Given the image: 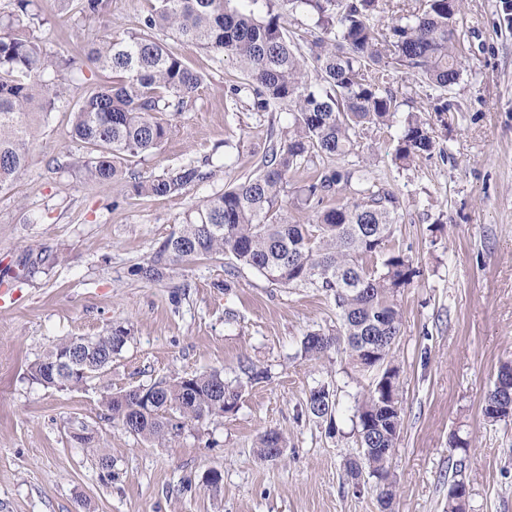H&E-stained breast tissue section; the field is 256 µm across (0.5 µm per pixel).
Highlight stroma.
Wrapping results in <instances>:
<instances>
[{
	"label": "stroma",
	"instance_id": "35a3bbf8",
	"mask_svg": "<svg viewBox=\"0 0 512 512\" xmlns=\"http://www.w3.org/2000/svg\"><path fill=\"white\" fill-rule=\"evenodd\" d=\"M53 50L84 57L100 24L114 34L139 27L150 0H109L102 23L43 0ZM467 33L455 112L431 108L428 84L397 64L389 87L400 114L424 112L436 149L400 167L389 132L371 131L359 155L403 203L394 247L418 277L398 297L402 326L391 359L400 368L402 428L392 470L395 512H445L451 465L464 460L467 512H512V418L482 414L499 366L512 361V0H466ZM203 82L180 114L160 113L172 130L155 155L127 162L142 176L204 156L230 167L181 193L136 197L124 184L89 183L61 170L81 154L71 110L105 72L86 71L33 145L25 174L0 190V512H379L371 490L355 492L345 464L359 453L354 401L371 378L344 350L304 358L305 333L336 324L331 297L314 288H279L242 269L221 287L225 257L188 261L164 280L132 273L175 231L188 209L254 174L268 142L288 129L284 112L234 106L232 56L215 58L175 42ZM56 257L47 273L23 278L26 254ZM122 326L130 337L102 378L81 389L46 388L30 364L61 339ZM249 361L268 378L245 384L233 413L186 429L162 445L127 433L107 396L177 374L223 371L241 378ZM336 393L334 424L304 415L310 389ZM90 444L73 441L81 425ZM287 440L284 459L267 461V429ZM471 442L452 450L450 438ZM111 455V472L98 460ZM219 470V488L206 485Z\"/></svg>",
	"mask_w": 512,
	"mask_h": 512
}]
</instances>
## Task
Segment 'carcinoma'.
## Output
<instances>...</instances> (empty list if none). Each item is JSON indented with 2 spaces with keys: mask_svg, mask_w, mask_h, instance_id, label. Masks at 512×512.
I'll return each mask as SVG.
<instances>
[{
  "mask_svg": "<svg viewBox=\"0 0 512 512\" xmlns=\"http://www.w3.org/2000/svg\"><path fill=\"white\" fill-rule=\"evenodd\" d=\"M12 2L10 11L0 13V189L27 170L31 146L66 100V83L84 77L87 68L109 71L112 80L76 103L71 137L88 151L69 156L63 167L88 182H118L124 162L159 150L170 128L156 114L182 112L202 83V76L157 37L161 32L236 58L245 81L229 85L233 105L247 99L254 112H289L287 136L270 142L257 173L188 211L134 272L158 282L179 263L221 255L232 261L224 289L233 287L232 277L243 267L280 288H319L333 297L336 328L305 334L302 352L317 359L343 348L356 371L375 372L355 401L360 453L347 462L346 474L357 488L372 479L380 512H390L391 462L402 417L399 368L389 355L402 326L397 298L419 270L409 256L389 247L394 225L403 219L402 205L375 181L371 165L321 161L346 158L356 153L361 135L395 125V160L404 165L432 154L427 119L414 112L397 118L383 59L392 55L437 92L433 111H459L449 93L462 76V0H419L386 31L379 24L393 10L387 0H155L139 30L101 35L84 59L47 48L37 34L45 21L39 0ZM57 2L75 4L85 20L100 18L108 6V0ZM259 2L260 14L253 8ZM298 11L314 19L320 30L315 40L287 33L286 19ZM300 170L307 177L291 192V175ZM209 177L189 162L160 175L132 173L126 187L138 197H168ZM290 203L311 212L312 223L289 221ZM127 339L123 327L88 338V348L79 338L63 339L30 365V378L46 388H79L105 374ZM66 357L87 374L65 368ZM241 388L213 370L161 378L141 388L138 397L118 392L106 405L127 433L162 444L196 423L236 411ZM337 406L334 391L324 384L309 391L305 412L333 422ZM483 414L490 422L512 418V364L500 366ZM258 448L260 457L274 461L283 453L272 449L286 448V441L271 429ZM460 475V469L452 473L447 512H466L469 488Z\"/></svg>",
  "mask_w": 512,
  "mask_h": 512,
  "instance_id": "cac0c4a2",
  "label": "carcinoma"
}]
</instances>
